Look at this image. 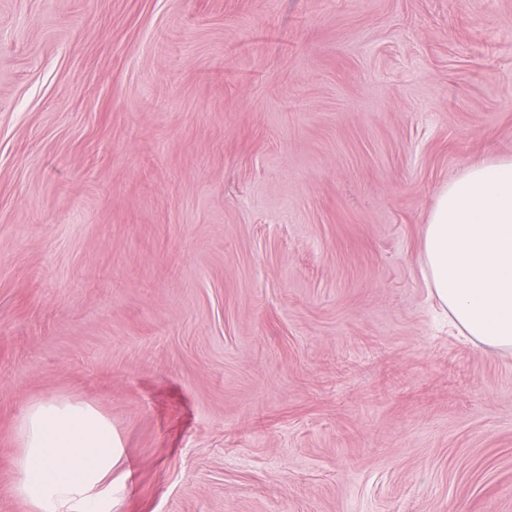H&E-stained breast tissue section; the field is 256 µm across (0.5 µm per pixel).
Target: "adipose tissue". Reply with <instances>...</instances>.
Listing matches in <instances>:
<instances>
[{
	"instance_id": "ef3b65f1",
	"label": "adipose tissue",
	"mask_w": 512,
	"mask_h": 512,
	"mask_svg": "<svg viewBox=\"0 0 512 512\" xmlns=\"http://www.w3.org/2000/svg\"><path fill=\"white\" fill-rule=\"evenodd\" d=\"M422 271L464 336L512 353V158L472 166L440 191ZM20 433L16 492L31 512H112V428L94 410L42 402Z\"/></svg>"
}]
</instances>
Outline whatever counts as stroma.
I'll return each mask as SVG.
<instances>
[{
    "instance_id": "1",
    "label": "stroma",
    "mask_w": 512,
    "mask_h": 512,
    "mask_svg": "<svg viewBox=\"0 0 512 512\" xmlns=\"http://www.w3.org/2000/svg\"><path fill=\"white\" fill-rule=\"evenodd\" d=\"M512 157V0H0V512L38 402L112 512H512V356L435 311Z\"/></svg>"
}]
</instances>
